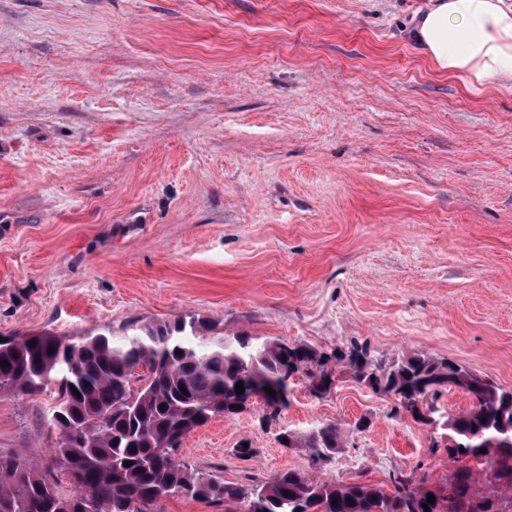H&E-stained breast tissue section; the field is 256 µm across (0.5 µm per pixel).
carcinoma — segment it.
Returning <instances> with one entry per match:
<instances>
[{
    "instance_id": "obj_1",
    "label": "carcinoma",
    "mask_w": 512,
    "mask_h": 512,
    "mask_svg": "<svg viewBox=\"0 0 512 512\" xmlns=\"http://www.w3.org/2000/svg\"><path fill=\"white\" fill-rule=\"evenodd\" d=\"M210 329L208 321L185 316L121 341L105 333L76 341L49 333L0 341V362H8L0 366V391L34 395L56 386L48 424L80 432L48 450L51 459L70 464L66 471L0 454V512H33L35 505L38 512H158L159 502L174 495L243 501L247 512H424L430 494L435 503L429 512H512V390L426 355L376 358L354 344L330 356L280 338L208 336ZM333 362L375 394L383 383L396 389L414 422L444 431L448 459L455 463L447 481L432 484L424 475L397 473L387 493L372 484L332 483L288 470L247 492L178 460L187 435L215 416L241 413L252 398L273 421L288 406L295 378L305 380L313 395L327 389L336 377ZM140 370L144 384L134 388L132 377ZM239 381L242 394L235 390ZM452 388L466 392L472 404L445 416L435 403ZM299 446L318 460L342 444L336 424L326 423L304 435L288 434L283 447ZM63 478L84 487L85 495L62 492Z\"/></svg>"
}]
</instances>
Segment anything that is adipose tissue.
<instances>
[{
  "label": "adipose tissue",
  "instance_id": "obj_1",
  "mask_svg": "<svg viewBox=\"0 0 512 512\" xmlns=\"http://www.w3.org/2000/svg\"><path fill=\"white\" fill-rule=\"evenodd\" d=\"M408 36L440 73L474 87L512 82V0H434Z\"/></svg>",
  "mask_w": 512,
  "mask_h": 512
}]
</instances>
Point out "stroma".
Returning <instances> with one entry per match:
<instances>
[{"label": "stroma", "instance_id": "35a3bbf8", "mask_svg": "<svg viewBox=\"0 0 512 512\" xmlns=\"http://www.w3.org/2000/svg\"><path fill=\"white\" fill-rule=\"evenodd\" d=\"M430 2L0 0V334L195 315L512 389V87L435 71L403 35ZM54 402L1 392L0 453L45 454ZM263 416L214 417L177 457L245 488L453 467L345 373ZM325 423L328 459L277 440Z\"/></svg>", "mask_w": 512, "mask_h": 512}]
</instances>
